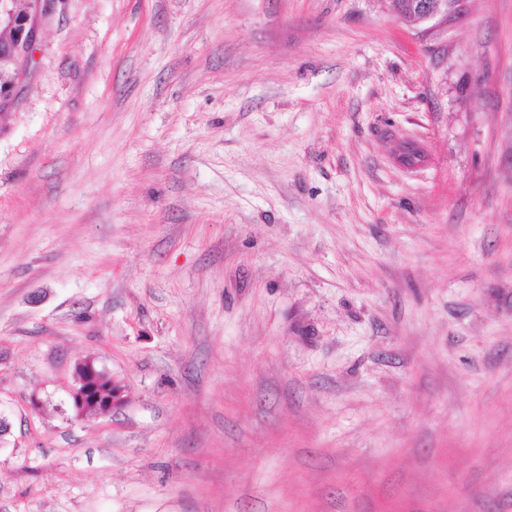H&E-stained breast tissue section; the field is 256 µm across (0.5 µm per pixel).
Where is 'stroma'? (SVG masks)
<instances>
[{
	"instance_id": "35a3bbf8",
	"label": "stroma",
	"mask_w": 512,
	"mask_h": 512,
	"mask_svg": "<svg viewBox=\"0 0 512 512\" xmlns=\"http://www.w3.org/2000/svg\"><path fill=\"white\" fill-rule=\"evenodd\" d=\"M0 416V512H512V0H56ZM411 5L412 17L402 14L400 18L411 19L417 23H426L432 20H448V14L455 10L458 0H413ZM91 358L79 362L75 371V384L71 391V406L77 417L88 419L107 415L124 403V390L118 383L107 379L101 387L111 395L103 397L99 392L102 376Z\"/></svg>"
}]
</instances>
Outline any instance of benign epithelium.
<instances>
[{
    "instance_id": "1",
    "label": "benign epithelium",
    "mask_w": 512,
    "mask_h": 512,
    "mask_svg": "<svg viewBox=\"0 0 512 512\" xmlns=\"http://www.w3.org/2000/svg\"><path fill=\"white\" fill-rule=\"evenodd\" d=\"M10 0H0V64L6 63L11 72L7 80H0V107L13 95L18 79L29 64L32 50L38 40L40 21L54 0H28L26 7L8 6ZM458 0H414L411 5L412 20L426 23L448 20ZM103 372L91 358L79 362L75 371V384L71 391V406L76 416L88 419L107 415L124 403V390L112 383V393L99 392Z\"/></svg>"
}]
</instances>
